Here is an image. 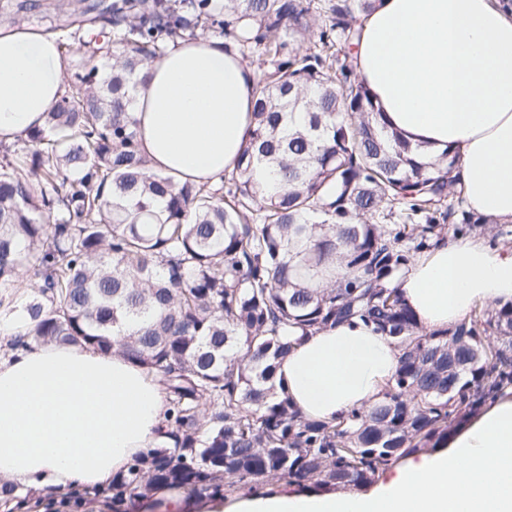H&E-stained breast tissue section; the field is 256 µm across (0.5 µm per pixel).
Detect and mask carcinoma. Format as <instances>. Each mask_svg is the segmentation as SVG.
I'll return each mask as SVG.
<instances>
[{
  "label": "carcinoma",
  "mask_w": 512,
  "mask_h": 512,
  "mask_svg": "<svg viewBox=\"0 0 512 512\" xmlns=\"http://www.w3.org/2000/svg\"><path fill=\"white\" fill-rule=\"evenodd\" d=\"M376 2L94 5L61 54L91 27L118 37L86 46L45 127L0 142V313L29 319L34 344L123 353L169 399L156 445L112 477L113 512L158 489L359 490L445 447L512 388V304L426 333L388 286L442 225L467 234L492 220L454 191L456 155L419 161L379 119L350 53ZM210 35L261 69L252 128L219 187L151 170L128 94L169 43ZM28 271L19 303L11 288ZM353 317L395 339L400 365L376 404L308 419L275 381L288 333ZM32 498L0 482L3 512Z\"/></svg>",
  "instance_id": "cac0c4a2"
}]
</instances>
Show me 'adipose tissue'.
<instances>
[{"instance_id":"obj_1","label":"adipose tissue","mask_w":512,"mask_h":512,"mask_svg":"<svg viewBox=\"0 0 512 512\" xmlns=\"http://www.w3.org/2000/svg\"><path fill=\"white\" fill-rule=\"evenodd\" d=\"M353 66L384 122L459 159L465 207L512 222V6L504 0H378L361 15ZM256 75L220 38H185L149 61L133 92L152 170L221 185L250 128ZM65 90L54 35L0 27V140L43 126ZM423 330L512 303V247L483 235L432 240L391 281ZM395 341L352 318L304 336L277 379L309 419L382 398ZM169 408L157 375L119 353L19 347L0 357V477L23 487L107 486L153 447ZM234 512H512V390L369 493L248 494Z\"/></svg>"}]
</instances>
